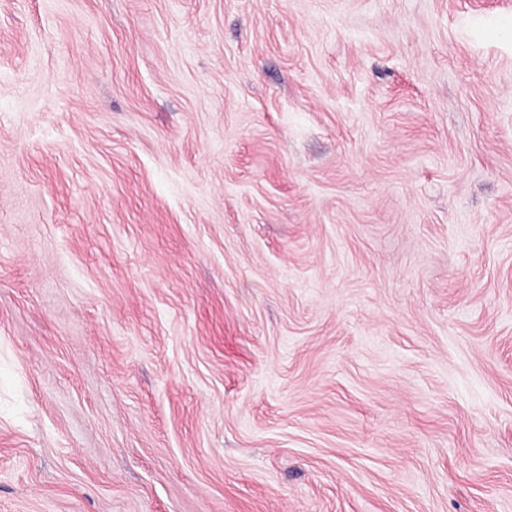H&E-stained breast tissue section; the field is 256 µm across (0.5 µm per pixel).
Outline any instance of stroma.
<instances>
[{"instance_id": "1", "label": "stroma", "mask_w": 512, "mask_h": 512, "mask_svg": "<svg viewBox=\"0 0 512 512\" xmlns=\"http://www.w3.org/2000/svg\"><path fill=\"white\" fill-rule=\"evenodd\" d=\"M0 512H512V0H0Z\"/></svg>"}]
</instances>
